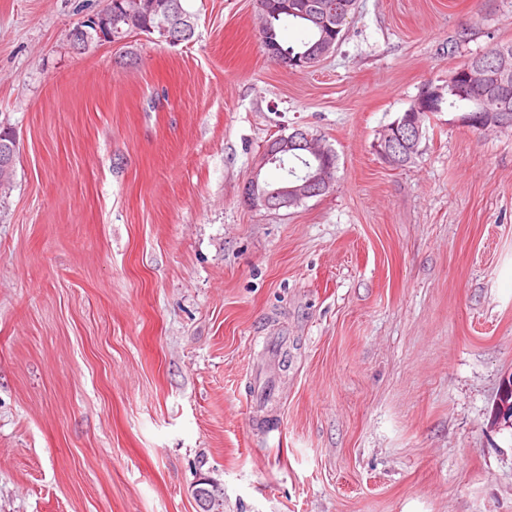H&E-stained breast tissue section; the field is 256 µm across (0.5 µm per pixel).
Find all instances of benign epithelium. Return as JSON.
Instances as JSON below:
<instances>
[{"label":"benign epithelium","mask_w":512,"mask_h":512,"mask_svg":"<svg viewBox=\"0 0 512 512\" xmlns=\"http://www.w3.org/2000/svg\"><path fill=\"white\" fill-rule=\"evenodd\" d=\"M112 8L113 3L107 0L101 11L85 19L84 23L72 31L70 41L75 51L82 52L88 48V44L83 41V32L90 28L96 31L102 42L112 38ZM193 28L194 25L190 21L184 25L173 23L162 29L163 39L172 45H178L185 41ZM461 82L481 90L485 96L490 95L493 90L504 92L512 88V54L502 49L492 60L469 62L466 67L451 76L450 83ZM441 95L442 88L431 84L425 85L412 104L385 127L377 141V151L388 165L396 166L416 149L423 135L424 121L434 112L435 104ZM458 123L480 130L502 129L508 125V118L497 109L461 118ZM295 150L312 156L318 161V165L291 184L284 182L279 186H269L260 181V171L265 165L274 164L287 156L288 152ZM334 175L331 155L323 143L317 136L297 129L287 137L271 141L249 178L244 194L248 201L268 209L291 207L306 198L328 191L333 184Z\"/></svg>","instance_id":"obj_1"}]
</instances>
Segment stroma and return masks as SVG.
Here are the masks:
<instances>
[{
  "label": "stroma",
  "instance_id": "35a3bbf8",
  "mask_svg": "<svg viewBox=\"0 0 512 512\" xmlns=\"http://www.w3.org/2000/svg\"><path fill=\"white\" fill-rule=\"evenodd\" d=\"M105 0H0V512H512V129L425 84L512 43V0H358L332 55L268 58L256 0L73 52ZM467 36L456 49L448 42ZM337 155L277 210L267 140ZM441 95L442 88L425 85L412 104L385 127L376 147L388 165L395 167L416 147L413 155L418 152L424 121L435 112V104ZM14 139L12 132L8 128H0V146L4 142H9L13 146L15 145L14 141H11ZM5 143V147H3V152L0 150V165L7 167L11 165V171L4 172L0 168V188L2 185L8 184L12 178L13 171H14V163L16 158V153L14 156V162L12 164V154H13V147L9 144ZM327 148V147H326ZM317 136L309 132L296 129L288 137H279L271 141L266 148L260 166L274 164L288 155V179L292 175H300L305 170L311 168L312 161L303 154L295 152L301 150L302 153L312 156L318 161V165L313 167L301 179L294 180L293 183L284 182L280 186H269L260 181V170H254L245 186V197L255 205H262L268 209H280L297 205L306 198L321 195L328 191L333 184L336 168V155L332 149L327 148ZM290 151H294L290 152ZM288 184H290L288 186Z\"/></svg>",
  "mask_w": 512,
  "mask_h": 512
}]
</instances>
